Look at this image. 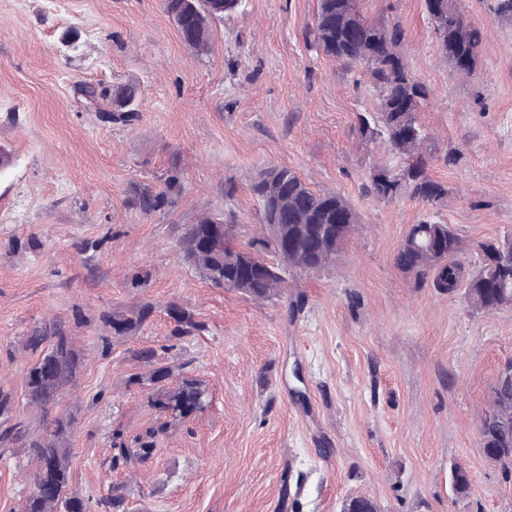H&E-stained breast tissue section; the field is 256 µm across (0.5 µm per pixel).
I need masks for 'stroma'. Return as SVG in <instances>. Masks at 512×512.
Masks as SVG:
<instances>
[{
  "label": "stroma",
  "instance_id": "35a3bbf8",
  "mask_svg": "<svg viewBox=\"0 0 512 512\" xmlns=\"http://www.w3.org/2000/svg\"><path fill=\"white\" fill-rule=\"evenodd\" d=\"M494 4L461 0L485 34L468 74L442 53L425 0L360 4L401 25L427 92V171L448 189L427 206L367 194L370 173L400 161L360 127L379 91L307 42L317 0H246L214 24L204 55L161 0H0V385L15 420L42 433L26 339L72 324L84 364L56 410L75 418L67 491L88 512L118 483L127 512H342L356 496L377 512H512V474L485 458L479 433L512 364V307L472 311L394 260L427 218L452 225L470 260L480 242L512 237V17ZM123 84L139 89L137 120L103 121ZM86 85L95 101L79 95ZM272 165L341 196L357 221L331 265L256 301L211 285L177 240L202 213L232 224L240 246L263 237L249 185ZM174 168V207L130 206L134 185L160 186ZM138 275L147 283L132 287ZM145 302L141 329L113 336L107 315ZM174 306L208 334L173 339ZM142 347L198 380L205 405L171 422L147 464L116 469L113 432L130 440L154 419ZM457 465L466 499L451 490ZM34 468L23 450H0V512H21Z\"/></svg>",
  "mask_w": 512,
  "mask_h": 512
}]
</instances>
